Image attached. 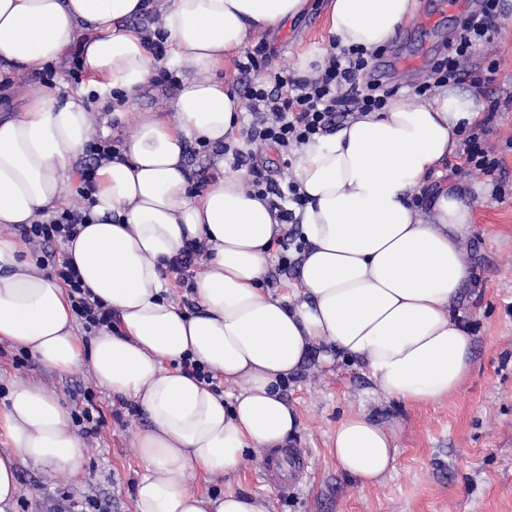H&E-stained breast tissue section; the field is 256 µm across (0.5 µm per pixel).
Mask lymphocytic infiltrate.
<instances>
[{
  "mask_svg": "<svg viewBox=\"0 0 512 512\" xmlns=\"http://www.w3.org/2000/svg\"><path fill=\"white\" fill-rule=\"evenodd\" d=\"M500 0H482L479 15L468 17L462 32L448 53L435 61L417 86V94L471 76L469 63L476 46L488 42L500 14ZM372 53L344 48L330 54L317 77L295 78L282 71L273 81L248 86L244 92L246 107L254 117L248 130L250 141L276 147L300 146L335 126L338 118L353 111L384 108L393 89L379 84L361 85L359 75L370 69ZM87 207L70 205L30 224L20 225L25 241L49 245L63 243L78 232L79 225L89 223ZM55 277L69 288L74 313L86 331L111 325L112 312L100 302L91 300L80 276L68 262L53 267Z\"/></svg>",
  "mask_w": 512,
  "mask_h": 512,
  "instance_id": "1",
  "label": "lymphocytic infiltrate"
}]
</instances>
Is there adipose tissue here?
Wrapping results in <instances>:
<instances>
[{"label":"adipose tissue","mask_w":512,"mask_h":512,"mask_svg":"<svg viewBox=\"0 0 512 512\" xmlns=\"http://www.w3.org/2000/svg\"><path fill=\"white\" fill-rule=\"evenodd\" d=\"M308 0H0V61L34 74L71 44L82 52L90 90L133 101L152 75L148 8L171 63L189 74L171 115L127 112L132 132L118 158L101 161L90 224L66 242L92 296L111 307L114 329L80 335L69 291L33 260L14 232L59 206L63 177L94 137L111 133L82 93L31 89L21 110L0 120V342L30 353L60 375L90 371L113 397L146 417L133 447L143 472L135 512H269L265 499L232 482L253 451L284 445L300 424L282 393L314 344L359 359L386 395L430 405L457 394L471 371L472 338L452 308L472 275L464 244L472 195L488 184L444 182L460 138L482 118L469 91L441 88L429 101L389 100L296 152L301 238L300 302L262 283L277 239L287 237L268 199L240 174L217 170L193 193L188 144L237 145L242 105L218 75L258 34L304 11ZM417 9L416 0H329L327 28L342 46L384 47ZM434 189L425 207L416 200ZM204 245L195 273L198 308L169 297L170 265L186 242ZM200 365L235 389L232 397L191 371ZM0 512L13 507L20 463L70 476L85 448L72 412L36 384L9 389L0 407ZM339 465L362 485L392 467L393 434L361 414L341 419L330 438ZM222 492H199L203 479Z\"/></svg>","instance_id":"ef3b65f1"}]
</instances>
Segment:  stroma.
<instances>
[{
    "label": "stroma",
    "instance_id": "35a3bbf8",
    "mask_svg": "<svg viewBox=\"0 0 512 512\" xmlns=\"http://www.w3.org/2000/svg\"><path fill=\"white\" fill-rule=\"evenodd\" d=\"M442 0H418L416 18L382 48L387 58H436L457 28L460 12ZM326 0H310L302 14L249 41L245 49L262 55L254 77L294 69L306 49L331 51ZM471 64L483 84L462 81V89L499 109L484 125V148L499 162L487 179L491 190L472 202L475 219L465 242L474 277L456 306L473 341L471 373L458 394L432 405H411L383 394L357 362L335 356L324 365L323 345H314L301 371L283 392L301 414L291 448L304 449L308 464L294 489L265 483L263 451L237 483L239 490L267 496L271 512H512V0L492 41L477 46ZM185 67L157 60L148 87L131 105L135 112H165L170 95L186 76ZM251 154L264 184L285 188L293 179L290 154L253 143ZM289 248L275 246L264 281L276 296L289 295L296 280L302 242L289 235ZM37 383L82 411L94 403L103 422L97 435L83 440L79 478L26 463L19 468L20 493L10 512H134V490L141 463L133 448L146 418L132 404L112 398L85 370L62 376L30 354L0 342V401L15 384ZM362 414L390 430L396 440L393 469L378 483L360 485L338 465L329 448L337 422Z\"/></svg>",
    "mask_w": 512,
    "mask_h": 512
}]
</instances>
